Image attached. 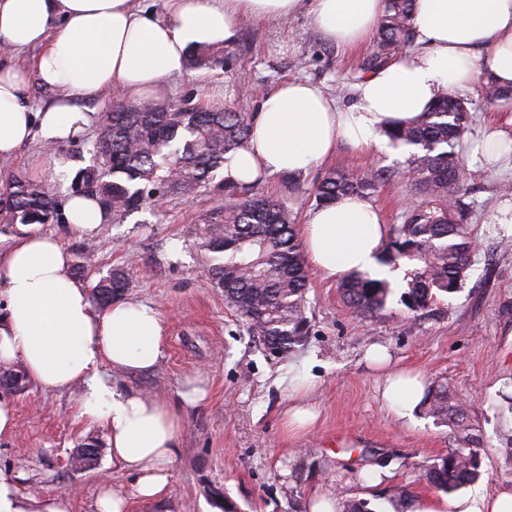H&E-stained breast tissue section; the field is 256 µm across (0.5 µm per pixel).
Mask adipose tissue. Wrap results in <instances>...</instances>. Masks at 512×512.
Here are the masks:
<instances>
[{
	"mask_svg": "<svg viewBox=\"0 0 512 512\" xmlns=\"http://www.w3.org/2000/svg\"><path fill=\"white\" fill-rule=\"evenodd\" d=\"M384 0H165L163 12L140 0H0V162L33 138L55 147L80 139L94 112L80 101L113 94L137 100L183 75L191 49L232 45L244 18L285 21L307 14L328 42H366ZM414 43L354 86L338 106L305 80L279 84L260 101L248 145L226 179L250 183L274 174H304L338 143L385 150L387 131L420 118L448 91L471 90L485 77L512 90V0H415ZM34 54L33 67L20 57ZM50 95L34 106L32 85ZM70 230L90 238L106 223L97 198L67 197ZM388 237L375 205L348 196L311 208L302 226L310 264L324 277L387 273L378 256ZM58 237L16 225L0 246V366L21 362L45 390L80 387L79 415L107 433L112 464L133 475L132 494L109 488L96 512H128L130 496L160 498L178 448L179 415L160 398L120 384L121 372H151L164 356L166 324L136 298L95 312L86 285L71 272ZM69 494L21 493L0 476V512H70ZM426 512H512V489L477 490Z\"/></svg>",
	"mask_w": 512,
	"mask_h": 512,
	"instance_id": "adipose-tissue-1",
	"label": "adipose tissue"
}]
</instances>
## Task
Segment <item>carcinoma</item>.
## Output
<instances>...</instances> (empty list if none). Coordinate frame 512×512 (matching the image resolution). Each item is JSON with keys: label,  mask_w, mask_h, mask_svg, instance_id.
I'll return each instance as SVG.
<instances>
[{"label": "carcinoma", "mask_w": 512, "mask_h": 512, "mask_svg": "<svg viewBox=\"0 0 512 512\" xmlns=\"http://www.w3.org/2000/svg\"><path fill=\"white\" fill-rule=\"evenodd\" d=\"M414 37L412 0H387L372 51L363 70L374 71ZM187 66L210 72L224 68V48L193 51ZM252 116L219 103H197L189 112H174L165 99L119 101L100 116L99 133L90 153L98 165L83 173L87 192L98 197L112 223L121 224L154 199L167 194L189 197L207 186L229 162L228 155L248 140ZM471 120L466 102L454 92L435 102L414 124L387 131L396 145L416 148L404 174L428 202L411 210L408 222L393 227L380 257L381 264L403 269L400 301L412 312L424 310L439 296L454 293L467 276L472 238L464 224L463 172L455 153ZM383 168L363 172L323 173L313 188L316 205L347 195L367 196L392 181ZM251 184H219L233 203L212 208L201 219L200 247L208 255V274L224 301L246 322L264 347L285 355L308 334L305 295L311 281L302 250L297 218L283 201ZM58 201L49 184L21 173L0 178V220L15 224H51ZM129 284L128 272L117 270L99 280L92 297L101 307L112 305ZM343 301L366 316L386 307L391 283L364 272L339 284ZM424 403L436 420L456 427V448L427 469L430 486L446 494L480 476V441L465 426L467 408L441 387L427 393Z\"/></svg>", "instance_id": "carcinoma-1"}]
</instances>
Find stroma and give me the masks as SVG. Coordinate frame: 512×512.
I'll return each mask as SVG.
<instances>
[{"instance_id": "obj_1", "label": "stroma", "mask_w": 512, "mask_h": 512, "mask_svg": "<svg viewBox=\"0 0 512 512\" xmlns=\"http://www.w3.org/2000/svg\"><path fill=\"white\" fill-rule=\"evenodd\" d=\"M369 45L354 49L325 42L306 17L282 23L244 20L228 48L223 70L202 75L186 71L167 82L173 100L205 98L240 112H256L262 97L279 83L306 78L320 84L340 104H350ZM472 121L455 146L467 189L468 222L474 251L458 292L441 297L422 312L408 310L392 295L383 311L364 317L344 303L338 283L313 275L306 294L309 334L280 358L250 336L244 320L224 302L207 273L195 227L223 202L222 192L199 189L191 197L167 195L125 223L101 225L89 239L69 231L63 221L45 225L70 253L89 245L81 275L87 285L110 272L132 269L125 297L151 302L167 326L165 355L147 374H126L125 386L163 397L181 417L180 448L171 466L165 496L129 501V512H311L317 493L332 495L338 512L352 501H369L373 512H393L395 488L412 496L414 512L442 503L444 493L423 478L427 467L456 445L451 427L437 423L417 405L403 418L382 398L383 376L368 361L374 346L385 347L390 368L420 374L426 388L447 385L467 407L466 423L481 441V477L476 486H512L506 437L512 436V234L493 221L512 197V161L487 168L482 145L508 117L505 103L486 100L481 85L465 92ZM88 130L77 143L45 148L26 144L0 171L48 178L54 162L78 173L93 165ZM407 156L358 151L347 146L321 166L288 183L276 175L259 189L304 217L315 202L314 182L329 169L390 170L389 186L372 194L386 224L404 223L420 198L403 177ZM309 379L307 401L315 407L314 427L293 435L284 413L292 388ZM201 398L185 403L189 380ZM17 419L12 435L0 441V475L22 492L42 496L69 493L71 512H95L103 486L131 490L133 478L114 468L104 430L79 418L76 390L47 392L33 382L24 388L0 387ZM96 443L93 467L75 470L73 453ZM220 490L223 504L212 492Z\"/></svg>"}]
</instances>
